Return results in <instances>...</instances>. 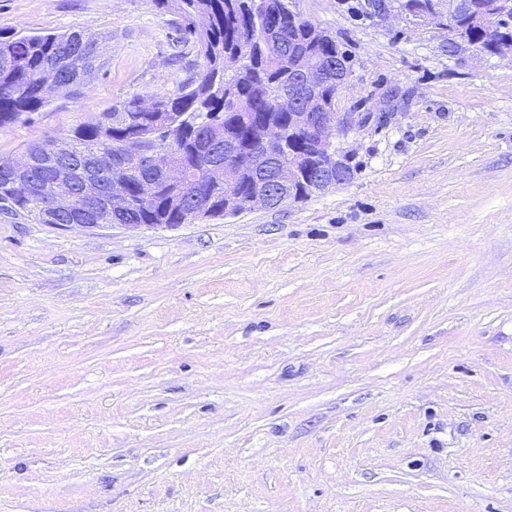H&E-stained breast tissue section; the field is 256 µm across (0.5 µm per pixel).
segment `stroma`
<instances>
[{"label":"stroma","instance_id":"35a3bbf8","mask_svg":"<svg viewBox=\"0 0 512 512\" xmlns=\"http://www.w3.org/2000/svg\"><path fill=\"white\" fill-rule=\"evenodd\" d=\"M288 0L348 56L351 181L173 227L0 216V512H512V49ZM152 0H0L83 32L0 160L197 61Z\"/></svg>","mask_w":512,"mask_h":512}]
</instances>
